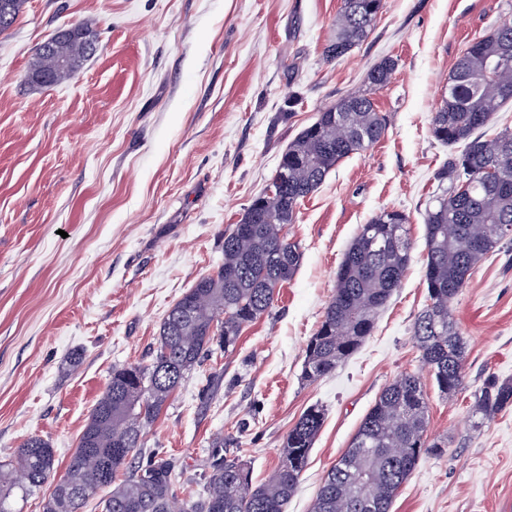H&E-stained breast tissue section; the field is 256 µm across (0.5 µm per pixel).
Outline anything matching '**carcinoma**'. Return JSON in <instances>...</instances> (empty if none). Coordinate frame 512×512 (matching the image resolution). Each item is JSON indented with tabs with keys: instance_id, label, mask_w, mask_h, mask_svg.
<instances>
[{
	"instance_id": "cac0c4a2",
	"label": "carcinoma",
	"mask_w": 512,
	"mask_h": 512,
	"mask_svg": "<svg viewBox=\"0 0 512 512\" xmlns=\"http://www.w3.org/2000/svg\"><path fill=\"white\" fill-rule=\"evenodd\" d=\"M26 0H0V33L23 14ZM383 0H343L326 56L338 59L365 41ZM98 48L93 31L72 27L34 49L27 81L39 87L74 77ZM512 24L502 23L469 44L448 78V96L431 118L433 137L461 145L436 175L437 192L424 214L425 281L429 303L413 324L422 363L444 396L463 384L466 343L452 302L476 266L512 238V131L491 138L482 129L512 101ZM395 62L381 60L365 88L348 93L288 143V182L273 178L224 234V261L200 277L167 311L150 364L114 366L91 409L70 462L56 476L48 440L28 437L0 462V512H21L19 502L51 487L43 512H83L97 498L102 512H174L175 463L144 452V431L160 416L187 375L214 348L235 347L242 330L270 313L276 289L297 272L302 252L288 238L300 202L314 193L344 158L367 151L387 131L373 95L389 82ZM344 111L346 129L336 113ZM408 216L384 209L360 225L336 271V286L310 337L302 378L314 382L347 360L370 335L410 263ZM512 405V381L489 380L477 394L473 427L481 428ZM325 420L309 407L282 442L274 472L255 484L242 458L223 454L215 438L201 472L202 489L184 512H284ZM428 403L418 376L404 373L386 386L363 417L352 441L327 474L311 512H390L393 499L425 454L441 455L445 442L426 440ZM104 496H99V493Z\"/></svg>"
}]
</instances>
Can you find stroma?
Returning <instances> with one entry per match:
<instances>
[{
    "instance_id": "35a3bbf8",
    "label": "stroma",
    "mask_w": 512,
    "mask_h": 512,
    "mask_svg": "<svg viewBox=\"0 0 512 512\" xmlns=\"http://www.w3.org/2000/svg\"><path fill=\"white\" fill-rule=\"evenodd\" d=\"M342 0H27L0 34V458L32 435L65 470L113 366L149 364L171 305L224 260V234L319 112L395 61L374 96L388 130L338 163L297 207L303 253L268 316L187 375L145 448L174 458L178 499L217 435L234 439L254 481L276 469L310 406L325 421L285 512H309L328 470L381 391L417 374L429 406L424 456L390 512H512V406L472 426L475 394L512 380V243L487 257L453 303L464 381L442 397L413 324L427 303L424 213L458 149L431 115L469 41L512 21V0H384L362 44L325 48ZM91 26L96 54L50 88L26 82L35 47ZM409 218L411 261L361 347L334 373L302 377L306 344L359 225ZM79 358L70 367V358Z\"/></svg>"
}]
</instances>
